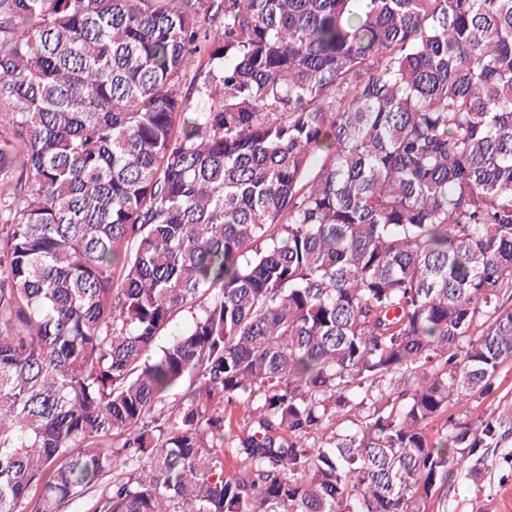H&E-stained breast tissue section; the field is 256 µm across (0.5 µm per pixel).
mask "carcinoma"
<instances>
[{"label":"carcinoma","instance_id":"cac0c4a2","mask_svg":"<svg viewBox=\"0 0 512 512\" xmlns=\"http://www.w3.org/2000/svg\"><path fill=\"white\" fill-rule=\"evenodd\" d=\"M3 113L0 512H448L512 437V0H0ZM505 396L512 397V361L504 363L499 369L494 391L484 397L471 400L467 406L450 408L448 416L462 419L465 414L473 418L489 414Z\"/></svg>","mask_w":512,"mask_h":512}]
</instances>
